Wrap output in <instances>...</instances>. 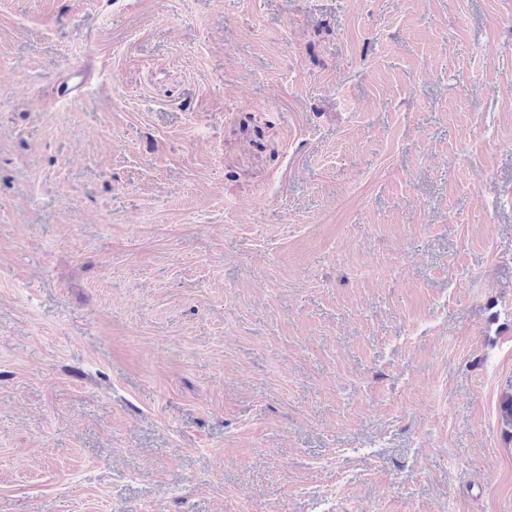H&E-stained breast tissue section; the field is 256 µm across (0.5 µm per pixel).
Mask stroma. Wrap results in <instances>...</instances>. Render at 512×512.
<instances>
[{
    "label": "stroma",
    "instance_id": "35a3bbf8",
    "mask_svg": "<svg viewBox=\"0 0 512 512\" xmlns=\"http://www.w3.org/2000/svg\"><path fill=\"white\" fill-rule=\"evenodd\" d=\"M512 0H0V512H512Z\"/></svg>",
    "mask_w": 512,
    "mask_h": 512
}]
</instances>
